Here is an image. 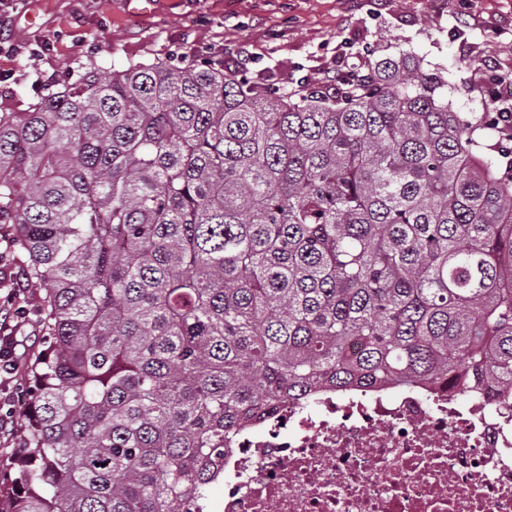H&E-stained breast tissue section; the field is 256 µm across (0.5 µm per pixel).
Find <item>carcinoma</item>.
Instances as JSON below:
<instances>
[{"label": "carcinoma", "mask_w": 512, "mask_h": 512, "mask_svg": "<svg viewBox=\"0 0 512 512\" xmlns=\"http://www.w3.org/2000/svg\"><path fill=\"white\" fill-rule=\"evenodd\" d=\"M0 113V224L40 298L0 512H206L233 436L323 389L512 385V134L416 54L333 96L89 61Z\"/></svg>", "instance_id": "1"}]
</instances>
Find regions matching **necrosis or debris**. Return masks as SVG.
<instances>
[{"label":"necrosis or debris","instance_id":"obj_1","mask_svg":"<svg viewBox=\"0 0 512 512\" xmlns=\"http://www.w3.org/2000/svg\"><path fill=\"white\" fill-rule=\"evenodd\" d=\"M220 512H512V389L392 384L282 406L225 454Z\"/></svg>","mask_w":512,"mask_h":512}]
</instances>
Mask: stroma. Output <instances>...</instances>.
I'll use <instances>...</instances> for the list:
<instances>
[{
  "mask_svg": "<svg viewBox=\"0 0 512 512\" xmlns=\"http://www.w3.org/2000/svg\"><path fill=\"white\" fill-rule=\"evenodd\" d=\"M22 53L0 56V112L23 109L37 83L64 77L77 60L103 71L158 58L188 66L223 58L247 75L275 73L289 90L317 87L323 72L407 51L445 80L448 106L478 116L489 99L469 63L512 71V0H157L130 16L123 0H27L0 28ZM53 48L33 56L30 45Z\"/></svg>",
  "mask_w": 512,
  "mask_h": 512,
  "instance_id": "stroma-1",
  "label": "stroma"
}]
</instances>
